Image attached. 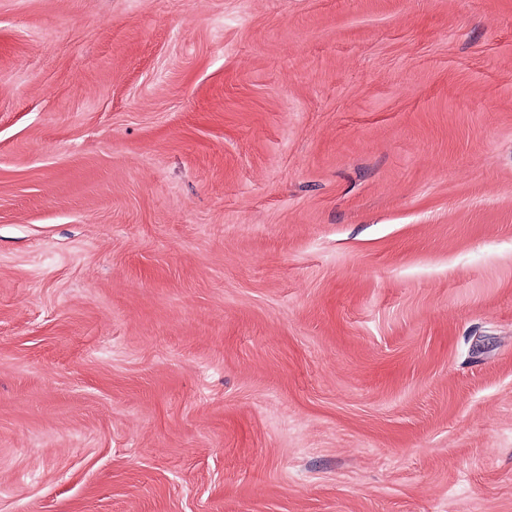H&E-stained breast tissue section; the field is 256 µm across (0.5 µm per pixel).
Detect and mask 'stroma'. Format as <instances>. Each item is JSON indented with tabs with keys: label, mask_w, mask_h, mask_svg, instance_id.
Returning <instances> with one entry per match:
<instances>
[{
	"label": "stroma",
	"mask_w": 512,
	"mask_h": 512,
	"mask_svg": "<svg viewBox=\"0 0 512 512\" xmlns=\"http://www.w3.org/2000/svg\"><path fill=\"white\" fill-rule=\"evenodd\" d=\"M0 512H512V0H0Z\"/></svg>",
	"instance_id": "obj_1"
}]
</instances>
